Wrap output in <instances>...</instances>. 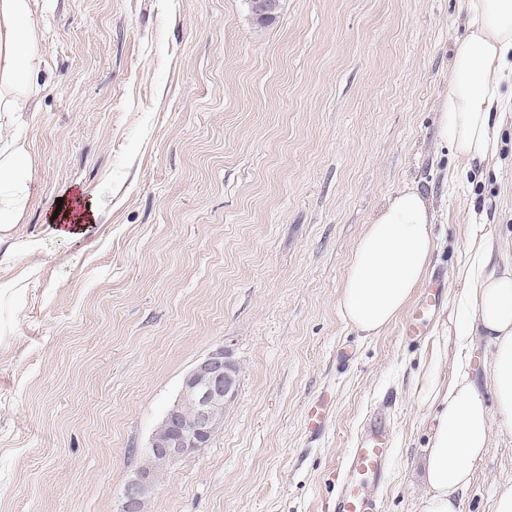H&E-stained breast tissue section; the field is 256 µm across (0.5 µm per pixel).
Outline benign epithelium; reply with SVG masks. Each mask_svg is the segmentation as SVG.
Listing matches in <instances>:
<instances>
[{
  "label": "benign epithelium",
  "mask_w": 512,
  "mask_h": 512,
  "mask_svg": "<svg viewBox=\"0 0 512 512\" xmlns=\"http://www.w3.org/2000/svg\"><path fill=\"white\" fill-rule=\"evenodd\" d=\"M262 21L272 19L279 0H248ZM240 367L219 348L199 359L184 375L179 393L152 431L146 461L127 480L121 512H145L148 491L162 472L181 458L209 446L223 425L224 411L235 399Z\"/></svg>",
  "instance_id": "1"
}]
</instances>
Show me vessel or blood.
Wrapping results in <instances>:
<instances>
[{
	"label": "vessel or blood",
	"mask_w": 512,
	"mask_h": 512,
	"mask_svg": "<svg viewBox=\"0 0 512 512\" xmlns=\"http://www.w3.org/2000/svg\"><path fill=\"white\" fill-rule=\"evenodd\" d=\"M446 286L441 276H433L401 324V333L410 338L426 336L440 307ZM332 400L320 397L307 409V427L317 434L324 428ZM389 408L373 412L356 438L343 466L336 474L339 491L323 512H378L377 492L382 487L390 463L392 426Z\"/></svg>",
	"instance_id": "b4317fda"
}]
</instances>
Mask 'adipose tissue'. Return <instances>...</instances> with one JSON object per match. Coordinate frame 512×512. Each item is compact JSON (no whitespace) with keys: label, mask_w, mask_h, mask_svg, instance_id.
Instances as JSON below:
<instances>
[{"label":"adipose tissue","mask_w":512,"mask_h":512,"mask_svg":"<svg viewBox=\"0 0 512 512\" xmlns=\"http://www.w3.org/2000/svg\"><path fill=\"white\" fill-rule=\"evenodd\" d=\"M37 0H0V306L25 288L30 269L20 256L35 241L14 234L29 203L35 156L20 130L34 99L47 86L42 69L44 35ZM452 77L440 101L439 129L466 171L487 173L499 162L500 132L512 122L502 87L512 79V0H474L465 33L452 48ZM94 208L76 191L50 226L69 241L93 222ZM431 198L407 185L371 218L352 253L339 311L367 336L383 332L422 282L436 250ZM488 207L473 210L453 274L452 318L458 352L447 387L435 390L437 424L424 465V493L416 512H459V497L472 481L494 431L512 434V239L494 236ZM491 350L494 402L486 404L470 374L474 337Z\"/></svg>","instance_id":"obj_1"}]
</instances>
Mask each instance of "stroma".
Listing matches in <instances>:
<instances>
[{"instance_id": "stroma-1", "label": "stroma", "mask_w": 512, "mask_h": 512, "mask_svg": "<svg viewBox=\"0 0 512 512\" xmlns=\"http://www.w3.org/2000/svg\"><path fill=\"white\" fill-rule=\"evenodd\" d=\"M461 0H49V84L22 133L36 166L16 227L36 273L0 308V512H119L184 374L224 348L236 397L208 448L165 471L146 512H320L374 408L395 436L380 512H414L457 348L365 336L338 309L370 218L405 184L435 195L431 271L452 275L469 209L512 233V130L485 177L448 184L437 125ZM98 219L63 242L68 189ZM333 414L318 435L306 409ZM512 486L494 433L461 512ZM332 408V399L326 396L318 398L307 409V427L310 433L318 434L324 428Z\"/></svg>"}]
</instances>
